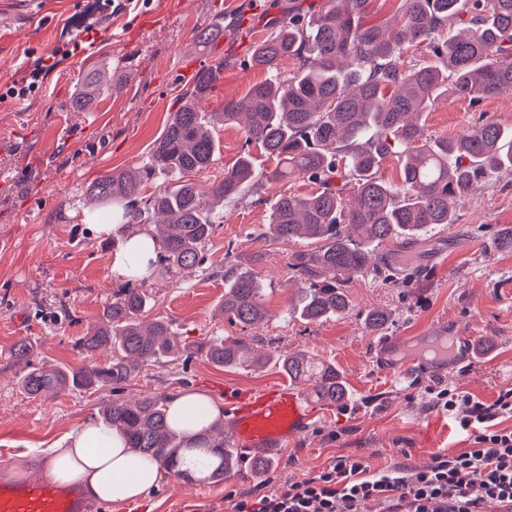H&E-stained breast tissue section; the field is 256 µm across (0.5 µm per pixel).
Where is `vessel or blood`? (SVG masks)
Returning a JSON list of instances; mask_svg holds the SVG:
<instances>
[{
	"label": "vessel or blood",
	"instance_id": "vessel-or-blood-1",
	"mask_svg": "<svg viewBox=\"0 0 512 512\" xmlns=\"http://www.w3.org/2000/svg\"><path fill=\"white\" fill-rule=\"evenodd\" d=\"M403 368H415L438 378L448 375V360L431 349L403 345ZM316 414L313 403L299 387L282 383L248 392L230 408L234 445L242 451L273 454L296 441ZM0 512H88L79 485H63L46 473L22 480L0 477Z\"/></svg>",
	"mask_w": 512,
	"mask_h": 512
}]
</instances>
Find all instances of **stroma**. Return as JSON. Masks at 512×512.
<instances>
[{"instance_id": "35a3bbf8", "label": "stroma", "mask_w": 512, "mask_h": 512, "mask_svg": "<svg viewBox=\"0 0 512 512\" xmlns=\"http://www.w3.org/2000/svg\"><path fill=\"white\" fill-rule=\"evenodd\" d=\"M42 16L0 29V455L16 463L33 448H53L113 396L132 400L148 392L174 395L198 390L215 403L224 389L262 390L286 381L277 359L288 352L333 363L346 387L340 402L317 401L318 416L301 438L274 454L264 477L251 473V458L224 483L166 477L140 500L94 503L91 512H231L229 492L250 491L258 480L271 487L299 482L339 456L371 468L430 465L435 456L471 446L453 418L432 404V390L450 387L494 402L512 389V173L480 180L458 203L452 224L432 228L420 271L408 284L367 273L346 284L347 309L309 322L291 302L301 286L290 256L317 249L314 241H274L264 235L269 207L280 194L313 192L303 179L284 180L261 194L245 192L234 203H212L216 220L204 253L208 271L173 279H147L149 315L171 321L186 341L244 337L259 365L218 367L200 354L167 366H149L111 390L32 396L18 383L12 345L34 342L37 365L78 367L79 346L112 292L122 287L111 270L112 240L94 234L101 205L87 197L95 180L148 159L169 118L188 97L204 67L222 66L203 103L220 144L214 162L197 173L200 183L223 177L240 155L242 128L224 123V103L264 81L251 65L255 43L288 11L324 0H46ZM224 30L212 44L198 30ZM101 94L85 109L72 100L86 75ZM25 95L9 96L11 87ZM512 126V95L470 105L449 97L422 117L429 137L471 129L479 116ZM254 267L269 320L243 328L219 311L223 270ZM385 312L379 331L365 320ZM470 336L466 362L438 379L402 377L384 367L377 346L385 338L426 340L439 328Z\"/></svg>"}]
</instances>
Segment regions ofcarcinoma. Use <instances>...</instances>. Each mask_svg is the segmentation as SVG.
Returning <instances> with one entry per match:
<instances>
[{
	"label": "carcinoma",
	"instance_id": "cac0c4a2",
	"mask_svg": "<svg viewBox=\"0 0 512 512\" xmlns=\"http://www.w3.org/2000/svg\"><path fill=\"white\" fill-rule=\"evenodd\" d=\"M397 17L363 25L369 0H326L254 45L252 61L269 78L239 100L224 103V122L244 125L247 151L224 177L203 187L189 178L214 161L216 139L202 101L220 79L224 65L199 70L192 95L173 113L153 145L148 161L107 175L87 188L102 205L119 206L156 175L173 182L142 202L127 205L130 224H150L160 216L167 231L154 265L159 276L207 270L203 247L216 221L206 198L237 200L245 189L262 191L274 181L298 175L317 186L306 196L281 194L270 206L267 237L306 236L322 241L315 251L293 254L290 268L304 284L297 307L309 320L337 316L348 306L344 286L354 275L396 274L386 261H373L372 247L412 237L452 223L455 204L485 175L512 170V128L483 119L454 136L425 138L416 117L450 96L472 104L512 89V0H400ZM293 57L299 70L287 79L278 62ZM99 93L86 77L73 106L82 109ZM277 161L258 171L249 148ZM400 150L401 181L378 176L381 162ZM258 273L224 271L227 319L247 327L268 317ZM150 295L144 288H121L79 347L106 351L104 363L79 368L37 367L33 346L17 342L11 357L31 395L89 391L120 385L143 368L203 354L217 366L249 357L245 338L181 341L163 319L144 318ZM288 376L313 381L314 395L344 399L336 369L302 354L287 355ZM102 424L116 428L128 448L158 460L189 481L220 482L238 468V451L215 436L213 423L190 434L170 425L168 396L148 393L134 400L114 398L101 410Z\"/></svg>",
	"mask_w": 512,
	"mask_h": 512
}]
</instances>
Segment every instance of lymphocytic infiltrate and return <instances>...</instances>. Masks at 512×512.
<instances>
[{
	"label": "lymphocytic infiltrate",
	"instance_id": "1",
	"mask_svg": "<svg viewBox=\"0 0 512 512\" xmlns=\"http://www.w3.org/2000/svg\"><path fill=\"white\" fill-rule=\"evenodd\" d=\"M434 403L457 415L472 448L436 456L424 470L397 465L374 473L338 457L302 482L238 495L232 512H362L370 501L380 512H512V428L497 426L512 418V391L488 405L443 388Z\"/></svg>",
	"mask_w": 512,
	"mask_h": 512
}]
</instances>
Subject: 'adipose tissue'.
Here are the masks:
<instances>
[{"mask_svg":"<svg viewBox=\"0 0 512 512\" xmlns=\"http://www.w3.org/2000/svg\"><path fill=\"white\" fill-rule=\"evenodd\" d=\"M116 229L122 232L124 242L111 263L113 272L127 275V262L132 257L137 258L141 270H148L162 248L161 242L147 227L133 224L93 227L99 234ZM50 455V470L57 481H80L92 498L107 503L144 497L162 477L156 460L126 448L116 430L95 422L71 434L66 447L51 449Z\"/></svg>","mask_w":512,"mask_h":512,"instance_id":"obj_1","label":"adipose tissue"}]
</instances>
